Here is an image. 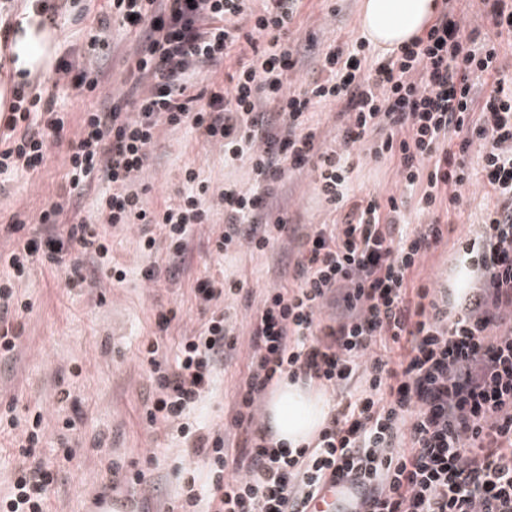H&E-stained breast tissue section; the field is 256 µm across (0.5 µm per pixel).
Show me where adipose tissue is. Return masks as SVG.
<instances>
[{
  "mask_svg": "<svg viewBox=\"0 0 512 512\" xmlns=\"http://www.w3.org/2000/svg\"><path fill=\"white\" fill-rule=\"evenodd\" d=\"M41 0H25L14 16L7 56L15 81L49 73L57 57L55 34L42 26ZM439 9L437 0H361L359 23L363 35L383 51L422 35ZM328 398L320 389L281 381L269 393L265 428L273 444L293 450L308 446L323 428Z\"/></svg>",
  "mask_w": 512,
  "mask_h": 512,
  "instance_id": "ef3b65f1",
  "label": "adipose tissue"
}]
</instances>
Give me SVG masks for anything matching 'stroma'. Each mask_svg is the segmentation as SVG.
<instances>
[{"mask_svg": "<svg viewBox=\"0 0 512 512\" xmlns=\"http://www.w3.org/2000/svg\"><path fill=\"white\" fill-rule=\"evenodd\" d=\"M359 0H303L290 27L288 43L297 46L307 40L317 42L321 53L328 47H342L360 35ZM67 21L58 29L60 60L101 69L110 91L127 89L134 66L136 38L119 25L108 32L107 55L98 59L84 52L89 28L107 10V0H68ZM309 56L299 60L294 82L319 73L323 59ZM43 96H57L65 121L61 140L51 146L38 173L17 172L0 175V277L7 275V256L15 246L8 230L19 222L25 234L47 239L43 225L37 224L40 210L55 200L65 182L69 142L74 139L84 111L95 99L80 90L56 85L54 79L38 81ZM354 161L353 187L361 198L385 200L402 188L395 165L370 155L360 147ZM195 168L212 191H220L225 181L250 188L253 175L248 163L224 165L220 146L202 143L188 128L162 129L152 148V159L140 173L139 184L148 206L177 201L184 190L183 170ZM462 204L450 215L448 239L432 250L416 272L417 280L433 288H445L458 276L456 256L460 240L475 233L488 203L480 180L462 190ZM274 213L288 216L290 224L311 225L329 221L311 169L288 171L273 190ZM112 245V256L122 264V283L102 279L76 286L66 282L67 267L77 263L90 266L92 259L78 245H70L64 264L53 268L33 260L19 283L23 299L31 309L21 319L19 348L0 359V408L15 404L19 415L41 412L46 423V440L39 449L43 460L57 473L51 494V512H97L89 489L105 492L112 512H180V483L177 470L185 459L178 440L164 428L150 429L142 421L143 406L151 392L149 373L139 359L142 345L158 342L166 357H175L181 337L198 332L208 318L194 300L197 279L208 277L243 279L239 295L227 297L223 308L240 337L237 352L220 369L211 396L198 407L202 425L223 428L229 445L241 438L240 429L230 425L231 407L237 384L246 371L250 349L246 338L250 317L267 290L280 283V271L292 251L281 244L275 251L261 254L242 248L218 256L211 250L212 227L195 226L189 238L184 271L178 282L152 283L143 277L150 259L139 245L138 228L102 225ZM180 308L179 318L168 332H159L155 315L159 310ZM70 397L60 401V389ZM76 420V431L64 432L65 417ZM68 447H61V439ZM125 469L148 467L146 486L129 489L123 475L112 474L111 462Z\"/></svg>", "mask_w": 512, "mask_h": 512, "instance_id": "1", "label": "stroma"}]
</instances>
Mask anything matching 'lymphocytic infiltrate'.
<instances>
[{"label":"lymphocytic infiltrate","mask_w":512,"mask_h":512,"mask_svg":"<svg viewBox=\"0 0 512 512\" xmlns=\"http://www.w3.org/2000/svg\"><path fill=\"white\" fill-rule=\"evenodd\" d=\"M483 3L495 39L465 33L456 0H443L423 37L375 62L361 37L328 50L322 76L297 93L289 88L297 62L288 31L302 0H261L256 8L249 0H110L107 17L90 28L89 49L107 48L115 21L139 35L142 51L125 96L84 113L65 183L39 223H59L94 182L107 181L112 193L99 201V223L157 228L141 249L153 255L164 239L167 261L151 263L144 277L176 280L192 229L212 223L214 204L189 168L176 203L146 205L136 178L162 126L188 127L222 146L225 166L250 164L251 188L228 181L218 194L216 254L275 248L287 223L269 199L291 168L313 167L334 216L299 236L284 283L251 318L252 357L232 417L244 433L236 448L193 413L236 349L219 304L239 294L243 280L197 281L194 298L211 316L182 338L174 360L160 357L158 342L146 345L154 395L142 418L172 429L189 461L182 512H307L335 477L351 478L364 512H512V73L500 55L512 42V0ZM229 58L228 85L198 91V76ZM485 75L494 79L487 90L479 83ZM321 104L343 107L339 146L319 138L313 110ZM63 128L54 98L15 86L0 115V175L38 172ZM364 143L396 162L429 223L411 225L403 198L356 196L351 152ZM474 148L492 205L458 247L466 285L436 295L413 275L448 233V214L472 179L466 158ZM98 225L78 221L43 246L20 240L8 259L11 278L0 279L1 357L20 339L16 320L30 304L15 282L36 255L56 266L74 243L111 266L113 281L124 280ZM329 306L336 315H325ZM284 377L341 395L315 442L295 451L272 445L256 422L258 396ZM43 437L39 414L13 437L18 464L0 512H49L56 477L36 453Z\"/></svg>","instance_id":"1"}]
</instances>
